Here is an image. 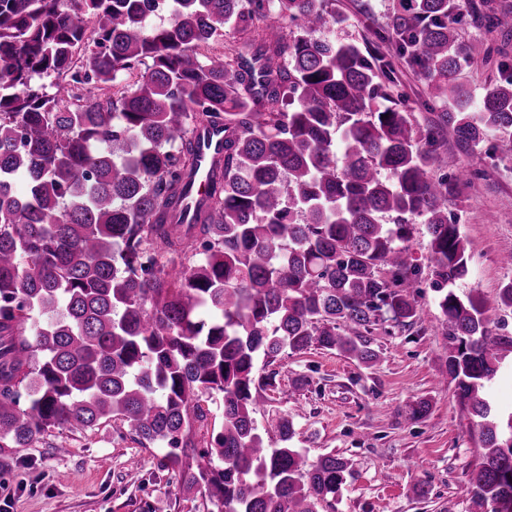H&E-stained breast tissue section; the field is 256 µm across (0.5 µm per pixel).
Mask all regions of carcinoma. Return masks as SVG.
<instances>
[{
    "instance_id": "carcinoma-1",
    "label": "carcinoma",
    "mask_w": 512,
    "mask_h": 512,
    "mask_svg": "<svg viewBox=\"0 0 512 512\" xmlns=\"http://www.w3.org/2000/svg\"><path fill=\"white\" fill-rule=\"evenodd\" d=\"M152 2L0 0V454L114 420L167 447L158 467L217 512H321L352 464L290 446L285 414L258 425L275 382L259 365L312 347L374 362L377 326L417 322L418 218L446 372L480 428L469 512H512V412L485 393L512 338L478 293L450 288L470 253L448 212L461 155L512 160V73L476 112L458 81L490 54L461 25L507 35L512 8L398 0L358 43L315 37L345 22L329 0H173L155 27ZM227 25L242 37L220 50ZM390 50L435 119L414 117ZM51 74L50 94L35 78ZM91 82L112 96L84 98ZM217 123L224 155L182 224L196 131ZM207 401L222 423L200 442Z\"/></svg>"
}]
</instances>
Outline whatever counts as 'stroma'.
<instances>
[{
  "label": "stroma",
  "instance_id": "obj_1",
  "mask_svg": "<svg viewBox=\"0 0 512 512\" xmlns=\"http://www.w3.org/2000/svg\"><path fill=\"white\" fill-rule=\"evenodd\" d=\"M393 0H330L347 18L338 38L362 39L364 20L384 22ZM481 178L462 186L448 204L469 242L468 275L458 295L477 291L494 333L512 336V314L497 306L500 286L512 280L502 256L512 253V161L485 151L460 159ZM436 294L423 277L416 334L392 323L373 336L376 363L363 364L317 348L284 353L272 366L276 383L256 414L265 424L287 414L294 447L310 459L333 452L350 459L356 474L323 512H468L464 489L480 460V429L459 402L446 373L448 342L437 328ZM427 402L420 418L412 408ZM120 422L86 432L62 431L57 453L43 442L0 455V512H209L200 491L183 492L157 466L159 449L125 438Z\"/></svg>",
  "mask_w": 512,
  "mask_h": 512
}]
</instances>
